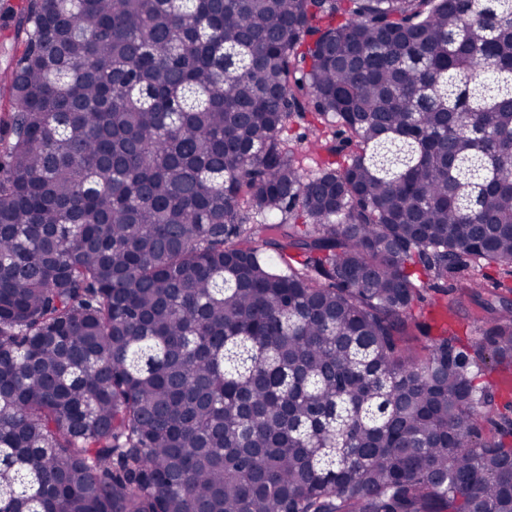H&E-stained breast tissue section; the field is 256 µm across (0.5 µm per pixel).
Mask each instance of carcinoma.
Returning <instances> with one entry per match:
<instances>
[{"label":"carcinoma","mask_w":512,"mask_h":512,"mask_svg":"<svg viewBox=\"0 0 512 512\" xmlns=\"http://www.w3.org/2000/svg\"><path fill=\"white\" fill-rule=\"evenodd\" d=\"M13 40L0 512H512V0H26ZM470 268L501 309L411 345ZM311 117L308 115L304 121H294L289 124L288 137L297 144V156L305 173L316 171L320 156L318 143L315 137V127L309 125ZM468 309L469 315L463 311L459 316H456L455 319L450 320L448 319V312H446L443 304L435 306L434 308H430L425 304H419L415 307L414 314L419 321L429 319V321L438 326H443L442 319L446 316L447 322L451 324L453 332L463 342H466L478 336L480 323L475 320L472 313H482L481 308L477 304H470ZM429 311H431V313H429Z\"/></svg>","instance_id":"carcinoma-1"}]
</instances>
